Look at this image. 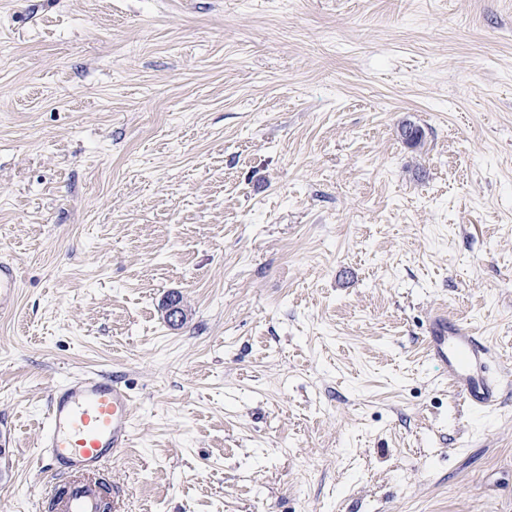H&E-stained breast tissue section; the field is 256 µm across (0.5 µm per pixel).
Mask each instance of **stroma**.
<instances>
[{
    "instance_id": "1",
    "label": "stroma",
    "mask_w": 512,
    "mask_h": 512,
    "mask_svg": "<svg viewBox=\"0 0 512 512\" xmlns=\"http://www.w3.org/2000/svg\"><path fill=\"white\" fill-rule=\"evenodd\" d=\"M1 253L8 512L90 371L122 512H512V0H0ZM18 288L15 265L1 255L0 257V308L8 306L14 299ZM427 349L448 366V386L475 412L492 414L502 406L503 385L492 369L491 351L481 336L461 324L437 315L426 336Z\"/></svg>"
}]
</instances>
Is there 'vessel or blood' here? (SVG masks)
<instances>
[{
	"label": "vessel or blood",
	"instance_id": "b4317fda",
	"mask_svg": "<svg viewBox=\"0 0 512 512\" xmlns=\"http://www.w3.org/2000/svg\"><path fill=\"white\" fill-rule=\"evenodd\" d=\"M17 288L15 265L1 256V309ZM427 349L447 365L449 387L470 410L492 414L501 408L503 385L491 366L490 348L471 328L436 316ZM131 435L130 394L119 378L89 373L53 393L39 448L65 482L57 512H102L103 494L94 478L102 462L128 446Z\"/></svg>",
	"mask_w": 512,
	"mask_h": 512
}]
</instances>
